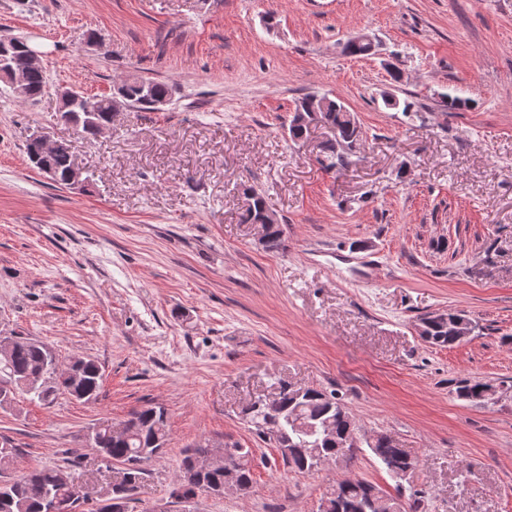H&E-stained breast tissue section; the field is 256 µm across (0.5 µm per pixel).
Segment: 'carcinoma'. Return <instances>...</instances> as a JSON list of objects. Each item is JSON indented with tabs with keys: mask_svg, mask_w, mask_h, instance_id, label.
I'll return each mask as SVG.
<instances>
[{
	"mask_svg": "<svg viewBox=\"0 0 512 512\" xmlns=\"http://www.w3.org/2000/svg\"><path fill=\"white\" fill-rule=\"evenodd\" d=\"M3 40L8 42L14 68L26 76L23 99L38 100L47 89L44 71L29 66L21 38L0 37V42ZM172 95V87L164 82L136 78L118 86L111 96L83 97V104L77 111L90 112L96 120L107 122L112 119L113 105L117 101L144 112H156L160 110L158 103L170 102ZM312 99L311 95L302 98L289 120L288 135L294 143L303 140L308 133L307 121L311 120L309 106ZM318 120L334 134V138L323 145V153L328 161L326 168L345 166L348 156L360 149L363 142L362 130L354 115L343 103L329 98L318 113ZM74 149V144L70 142H59L49 155L43 156L39 146L30 141L26 145V154L47 179L65 187L69 183ZM245 194L248 206L243 221L247 224L265 223V197L253 187L246 189ZM265 247L272 252L285 249L280 225H271ZM465 318L466 314L451 309L446 313H427L419 319L420 336L431 345H456L464 341L459 335L458 322ZM47 355L44 345L23 338L14 344L8 364L0 366V374L7 378L12 387H23L30 392L36 383L53 376L50 367L44 362ZM78 370V384L68 379L53 382L35 392L38 400L52 401L57 391L71 386L76 391L80 389L90 397L97 398L102 380L100 365L95 360H84L78 362ZM485 387V382L464 380L458 386V395L466 400L476 398ZM241 414L263 443L278 448L280 442L288 441L292 451L282 460L289 469L300 474L317 468V456L327 460L336 457L341 451L339 443L343 435L359 430L356 421L334 393L314 387H308L300 393L282 385L276 398L268 402L250 403L242 409ZM131 419L136 421L134 432L114 435L103 429L97 434V439L92 441V445L105 449L106 454L115 460L127 459L139 451L146 452L150 459L161 454L162 449L155 446V442L162 445L167 443L164 409L147 407L131 414ZM367 447L399 481L405 479L409 466L417 465L416 458L407 449L399 447L382 433L373 435ZM190 464L191 456L188 455L183 460L184 472L181 478L184 483L173 492L179 500L198 488L195 482L187 480ZM143 474L142 470L130 473L132 485L124 493L112 495V512H127V500L140 487ZM373 489L375 486L366 480L345 478L336 483V496L327 499L326 506L320 512H365L366 501ZM50 492L60 497L67 494V489L59 483L58 470L55 468L34 470L16 477L0 474V512H44L45 498Z\"/></svg>",
	"mask_w": 512,
	"mask_h": 512,
	"instance_id": "carcinoma-1",
	"label": "carcinoma"
}]
</instances>
